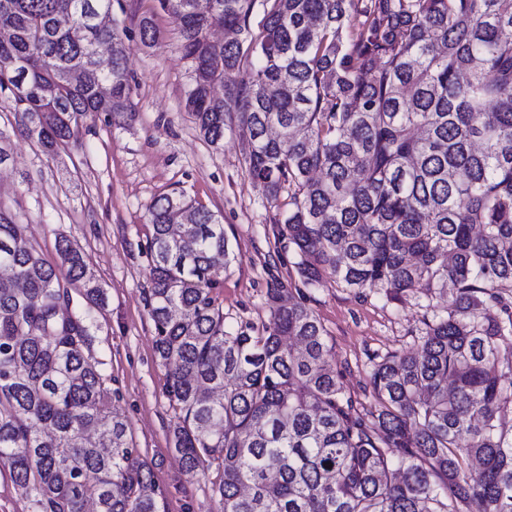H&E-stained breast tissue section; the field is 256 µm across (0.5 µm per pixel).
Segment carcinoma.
I'll return each mask as SVG.
<instances>
[{
  "mask_svg": "<svg viewBox=\"0 0 512 512\" xmlns=\"http://www.w3.org/2000/svg\"><path fill=\"white\" fill-rule=\"evenodd\" d=\"M154 2L181 17L200 135L219 147L238 118L306 285L389 300L454 288L416 352L374 363L380 409L363 413L323 325L283 289L269 325L224 330V225L182 191L155 198L148 306L185 471L217 465L223 512H512V0ZM111 6L0 0V93L48 157L88 115L132 117L129 29L103 16L75 40L59 24ZM132 20L154 46V13ZM216 25L237 38L211 40ZM57 252L42 259L0 207V461L28 512H160L126 421L102 418L89 345L104 290L76 244ZM73 284L88 308L64 315Z\"/></svg>",
  "mask_w": 512,
  "mask_h": 512,
  "instance_id": "cac0c4a2",
  "label": "carcinoma"
}]
</instances>
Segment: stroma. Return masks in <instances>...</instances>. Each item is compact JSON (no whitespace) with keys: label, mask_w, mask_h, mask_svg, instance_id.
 Masks as SVG:
<instances>
[{"label":"stroma","mask_w":512,"mask_h":512,"mask_svg":"<svg viewBox=\"0 0 512 512\" xmlns=\"http://www.w3.org/2000/svg\"><path fill=\"white\" fill-rule=\"evenodd\" d=\"M155 22L161 33L155 47H143L135 37L129 42L133 120L115 127L101 116L86 119L77 142L51 159L36 142L13 135L11 158L0 167V207L24 225L49 263L59 261L58 238L69 237L102 284L106 305L93 312L90 350L111 390L105 411L125 416L164 512H222L216 468L187 473L171 442L174 411L147 306V210L155 197L186 192L223 224L233 254L213 296L225 330L244 322L268 325V291L284 288L320 319L329 357L360 411L377 406L369 385L374 362L416 351L426 321L444 313L448 297L395 302L376 292L356 294L331 278L305 285L295 249L281 235L279 210L248 176L246 140L234 128L225 132L223 146H210L185 107L193 72L179 22L163 12Z\"/></svg>","instance_id":"1"}]
</instances>
